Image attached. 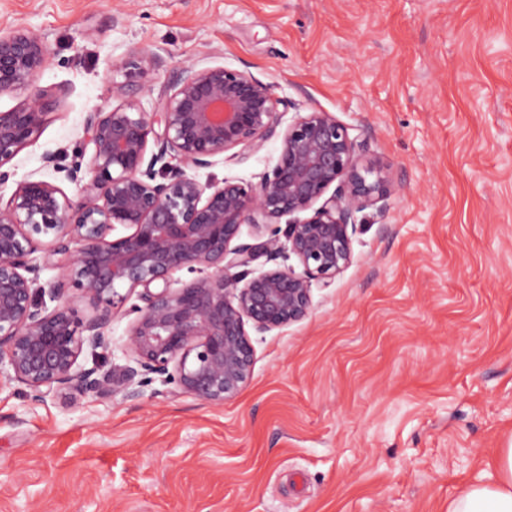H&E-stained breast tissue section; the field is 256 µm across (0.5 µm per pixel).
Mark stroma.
Returning a JSON list of instances; mask_svg holds the SVG:
<instances>
[{"instance_id": "1", "label": "stroma", "mask_w": 512, "mask_h": 512, "mask_svg": "<svg viewBox=\"0 0 512 512\" xmlns=\"http://www.w3.org/2000/svg\"><path fill=\"white\" fill-rule=\"evenodd\" d=\"M51 56L39 139L6 168L75 196L89 112L124 99L116 66L162 64L153 108L181 64L246 69L296 110L332 113L387 164L385 214L362 212L352 264L313 287L304 320L252 333L250 380L221 406L153 378L134 399L72 406L0 387V512H448L497 482L512 446V0H0V30ZM58 169L44 166V153ZM278 156L190 169L258 182ZM141 300L112 318L129 361Z\"/></svg>"}]
</instances>
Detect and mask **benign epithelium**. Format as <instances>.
Segmentation results:
<instances>
[{
	"label": "benign epithelium",
	"mask_w": 512,
	"mask_h": 512,
	"mask_svg": "<svg viewBox=\"0 0 512 512\" xmlns=\"http://www.w3.org/2000/svg\"><path fill=\"white\" fill-rule=\"evenodd\" d=\"M47 62L35 33L0 32V94L30 90L0 110V167L43 132L52 101L33 85ZM160 66L148 50L116 65L125 99L86 119L87 166L66 174L77 196L27 179L0 203V385L22 384L34 402L132 397L155 374L203 403L224 404L252 375L248 329L265 333L305 319L312 285L329 287L353 262L358 214L387 209L389 167L364 158L332 113L312 108L283 128V101L270 83L246 70L194 64L173 72L150 113L137 90ZM272 140L277 162L257 183L202 184L185 172L228 151L243 160ZM284 218V237L273 230L257 243H236L242 225ZM117 226L130 233L111 238ZM285 252L301 272L249 273L259 257ZM183 266L207 274L169 287L168 274ZM45 268L59 275L43 283ZM138 288L144 306L126 333L131 363L78 367L84 351L112 347L114 311ZM47 296L57 302L50 311ZM78 301L88 315H78Z\"/></svg>",
	"instance_id": "7a95c632"
}]
</instances>
